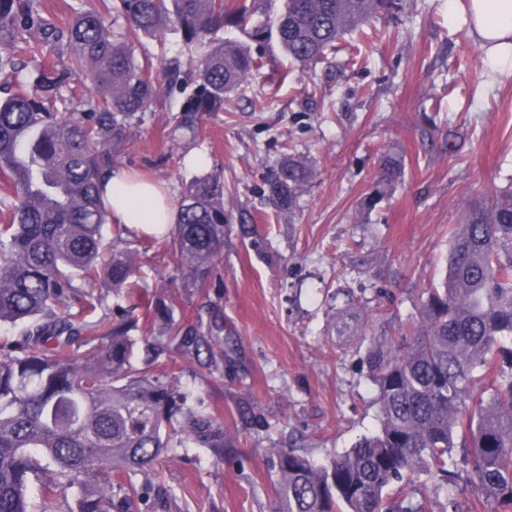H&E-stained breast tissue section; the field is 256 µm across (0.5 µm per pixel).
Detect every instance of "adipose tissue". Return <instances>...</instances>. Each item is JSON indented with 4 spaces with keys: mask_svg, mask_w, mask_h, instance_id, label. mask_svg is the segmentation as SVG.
<instances>
[{
    "mask_svg": "<svg viewBox=\"0 0 512 512\" xmlns=\"http://www.w3.org/2000/svg\"><path fill=\"white\" fill-rule=\"evenodd\" d=\"M450 21L466 27L497 77H512V0H448ZM103 199L112 220L136 232L169 235L179 214L164 183L142 181L126 171L103 182Z\"/></svg>",
    "mask_w": 512,
    "mask_h": 512,
    "instance_id": "1",
    "label": "adipose tissue"
}]
</instances>
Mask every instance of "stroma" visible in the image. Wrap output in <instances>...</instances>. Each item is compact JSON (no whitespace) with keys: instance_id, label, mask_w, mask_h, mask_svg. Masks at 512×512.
Wrapping results in <instances>:
<instances>
[{"instance_id":"35a3bbf8","label":"stroma","mask_w":512,"mask_h":512,"mask_svg":"<svg viewBox=\"0 0 512 512\" xmlns=\"http://www.w3.org/2000/svg\"><path fill=\"white\" fill-rule=\"evenodd\" d=\"M374 26L313 70L269 47L246 96L200 115L192 135L172 121L180 95H163L114 155V170L166 182L175 202L194 178L220 174L227 218L224 254L197 293L173 281L175 237L129 244L144 287L167 292L176 317L223 321L220 374L174 343L159 368L210 406L226 437L217 452L161 458L147 473L160 503L130 512H271L269 449L303 448L324 464L375 432L368 351L444 274L463 209L512 184V78L491 76L445 0H405ZM288 141L315 169L290 212L268 199ZM194 151L207 167L188 163ZM387 153L402 156L403 175L372 207ZM353 306L372 328L338 335L333 309Z\"/></svg>"}]
</instances>
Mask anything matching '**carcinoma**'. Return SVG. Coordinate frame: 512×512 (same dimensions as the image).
I'll return each mask as SVG.
<instances>
[{
  "label": "carcinoma",
  "instance_id": "obj_1",
  "mask_svg": "<svg viewBox=\"0 0 512 512\" xmlns=\"http://www.w3.org/2000/svg\"><path fill=\"white\" fill-rule=\"evenodd\" d=\"M403 0H285L275 17L246 0H79L64 27L35 0H0V75L28 80L0 98V180L16 202L0 210V512H31L29 485L44 507L78 488V512H128L152 487L136 477L160 457L222 448L203 402H189L154 367V348L138 366L135 332L144 322L190 353L210 354L224 324L207 330L178 320L165 296L140 285L139 266L118 248L101 179L110 157L162 89L185 95L174 121L191 130L204 112L264 66L277 42L291 60L315 66L372 18ZM180 35L183 54L154 67L141 38ZM238 30L255 49L224 36ZM66 53L41 62L48 49ZM384 155L369 202L402 175ZM313 175L289 154L268 183L269 199L292 210ZM176 272L182 287H204L224 250V182L196 179L178 202ZM112 289L126 306L101 335L86 318ZM512 186L470 207L451 229L448 269L427 289L417 313L369 351L379 427L323 466L296 448H270L277 469L273 512H433L431 500L405 492L425 480L436 489L462 480L474 491L470 512H512ZM120 481L112 483V476Z\"/></svg>",
  "mask_w": 512,
  "mask_h": 512
}]
</instances>
